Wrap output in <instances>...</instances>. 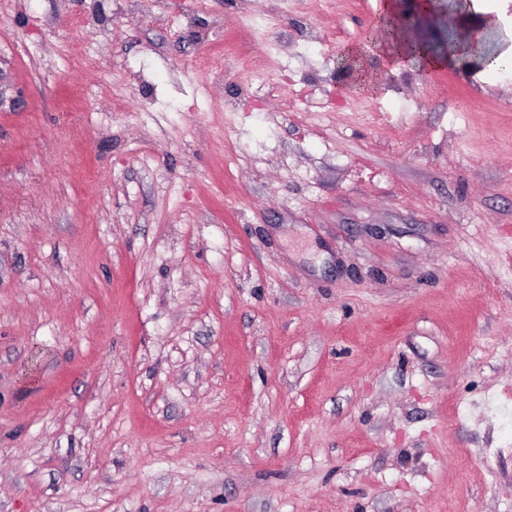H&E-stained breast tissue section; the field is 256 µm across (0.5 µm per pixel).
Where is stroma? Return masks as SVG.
<instances>
[{"instance_id": "obj_1", "label": "stroma", "mask_w": 512, "mask_h": 512, "mask_svg": "<svg viewBox=\"0 0 512 512\" xmlns=\"http://www.w3.org/2000/svg\"><path fill=\"white\" fill-rule=\"evenodd\" d=\"M356 2L0 0V512H512V37ZM383 2L380 3L379 6V14L381 16H384L386 19H390L393 21L394 26L390 24L389 28L384 27L383 33L385 34V38L390 45L392 52L389 55V61L392 66V70H398L400 68L411 66L405 62H422L417 61L414 59H409L400 54V52H397L395 50V47L397 46L399 41H404L407 37L403 34L402 30L400 29V26L402 29L409 30L406 23H409L411 26H418L420 24V16L417 14L411 19L404 18L399 14L398 22L400 26L398 25L397 20L394 18L395 15L398 14V4L394 2L393 0H382ZM406 23H405V22ZM405 61V62H404Z\"/></svg>"}]
</instances>
